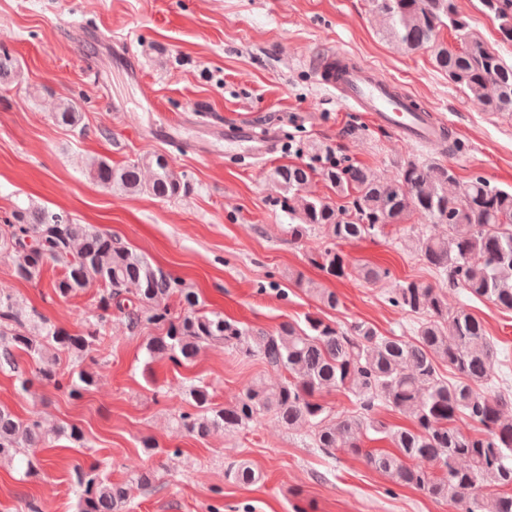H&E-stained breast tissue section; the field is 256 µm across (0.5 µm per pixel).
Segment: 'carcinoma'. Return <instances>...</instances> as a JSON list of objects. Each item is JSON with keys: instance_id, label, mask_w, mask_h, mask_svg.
I'll return each mask as SVG.
<instances>
[{"instance_id": "1", "label": "carcinoma", "mask_w": 512, "mask_h": 512, "mask_svg": "<svg viewBox=\"0 0 512 512\" xmlns=\"http://www.w3.org/2000/svg\"><path fill=\"white\" fill-rule=\"evenodd\" d=\"M370 2L384 17L389 38L409 51L433 47L435 68L462 87L473 104L484 112L512 115V64L471 32L457 0ZM480 2L499 22L503 38L512 41V0ZM444 29L453 32L454 41L440 40ZM18 75V60L0 50V86ZM53 118L76 128L82 113L76 103L66 101ZM145 169L152 171L148 181L142 178ZM89 172L111 191L169 200L185 190L182 175L158 152H146L122 167L94 159ZM314 174L308 165L290 164L276 167L271 176L288 192L285 207L300 219L288 225L290 240L324 232L313 262L328 275L354 273L371 285L388 277L386 269L350 263L336 244L377 236L415 211L447 227L442 236L429 230L408 236L418 261L461 289L467 300L512 311V190L494 187L480 176L464 181L448 164L416 158L404 161L394 181L353 164L324 170L322 176L336 190L353 193L348 209L308 191ZM1 259L30 282L39 279L46 264L60 267L62 277L53 292L61 298L100 286L102 313L79 334L52 324L0 289V367L15 370L16 353L28 355L34 370L29 376L18 372L25 392L37 381L81 399L94 384L91 366L99 361L107 316L115 309L131 332L149 326L160 330L146 345L151 359L189 363L203 347L221 345L286 373L275 386L255 378L224 404L214 402L204 385L182 387L178 395L193 411L174 410L177 428L201 439L215 432L234 435L270 414L291 432H310L318 451L329 456L341 450L359 458L398 487L448 502L453 512H482L479 496L486 490L491 496L488 512H512V414L504 413L512 408V382L495 371L508 358H498L497 344L478 317L463 307L448 311L444 294L428 283L401 281L388 297L402 313L421 317L412 336H383L363 321L341 329L311 316L303 328L285 322L265 332L199 309L196 293L183 280L153 267L120 238L77 224L63 211L15 205L0 233ZM174 296L184 305L179 314L169 305ZM61 353L77 363L78 371L69 377L57 370ZM442 363L454 378L441 373ZM326 389L347 391L355 409L330 415L320 400ZM382 406L409 416L412 425L375 420L373 414ZM462 417L473 423L475 433L456 427ZM369 430L383 435L396 452L363 447ZM42 441L39 420H22L0 408V460L16 459L24 474H30L41 466L31 450ZM74 474L79 512H126L128 486L102 477L99 464H78ZM224 476L243 486L262 479L244 460L229 464Z\"/></svg>"}]
</instances>
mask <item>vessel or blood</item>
I'll return each instance as SVG.
<instances>
[{
	"instance_id": "vessel-or-blood-1",
	"label": "vessel or blood",
	"mask_w": 512,
	"mask_h": 512,
	"mask_svg": "<svg viewBox=\"0 0 512 512\" xmlns=\"http://www.w3.org/2000/svg\"><path fill=\"white\" fill-rule=\"evenodd\" d=\"M320 83L335 91L339 102L358 112L367 113L372 122L396 132L406 142L435 145L441 141V130L431 123L423 108L414 105L411 96L374 69L352 61L340 50L329 52L319 66ZM240 141L249 145L251 157L271 154L274 138L251 123L235 128Z\"/></svg>"
}]
</instances>
